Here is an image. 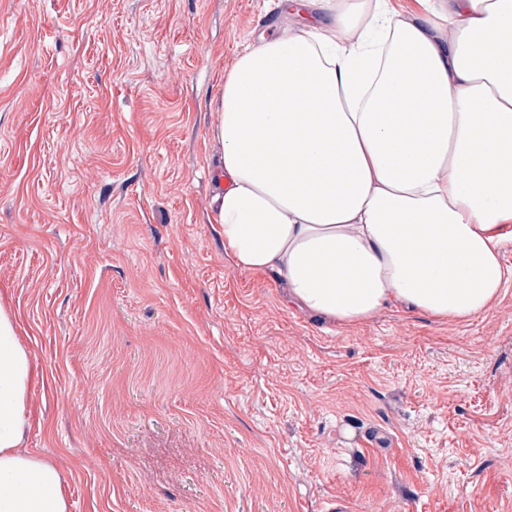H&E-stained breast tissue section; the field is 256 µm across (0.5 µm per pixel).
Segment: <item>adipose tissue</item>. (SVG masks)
Masks as SVG:
<instances>
[{
	"instance_id": "1",
	"label": "adipose tissue",
	"mask_w": 512,
	"mask_h": 512,
	"mask_svg": "<svg viewBox=\"0 0 512 512\" xmlns=\"http://www.w3.org/2000/svg\"><path fill=\"white\" fill-rule=\"evenodd\" d=\"M420 2L278 0L302 27L224 72V252L334 322L390 301L464 319L512 282V0ZM34 373L0 302V512H68L21 448Z\"/></svg>"
}]
</instances>
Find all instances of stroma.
Segmentation results:
<instances>
[{"label": "stroma", "instance_id": "stroma-1", "mask_svg": "<svg viewBox=\"0 0 512 512\" xmlns=\"http://www.w3.org/2000/svg\"><path fill=\"white\" fill-rule=\"evenodd\" d=\"M274 0H0V300L69 512H512V285L339 324L224 254L212 100ZM383 430L389 445L366 434Z\"/></svg>", "mask_w": 512, "mask_h": 512}]
</instances>
